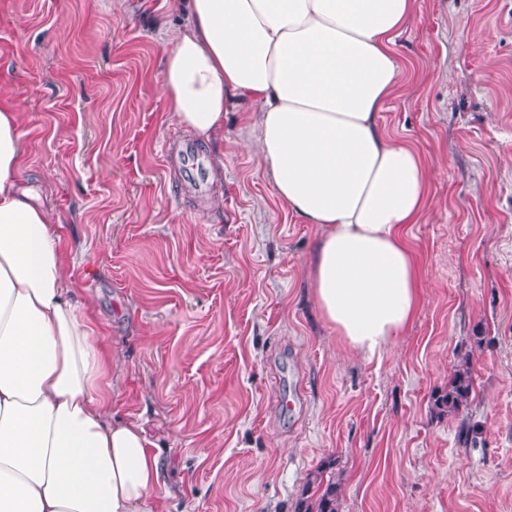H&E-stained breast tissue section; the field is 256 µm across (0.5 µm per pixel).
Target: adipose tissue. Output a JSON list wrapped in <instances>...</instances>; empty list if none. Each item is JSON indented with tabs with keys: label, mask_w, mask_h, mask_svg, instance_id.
<instances>
[{
	"label": "adipose tissue",
	"mask_w": 512,
	"mask_h": 512,
	"mask_svg": "<svg viewBox=\"0 0 512 512\" xmlns=\"http://www.w3.org/2000/svg\"><path fill=\"white\" fill-rule=\"evenodd\" d=\"M160 96L224 167V116L246 112L279 200L320 236L308 276L349 349L381 357L412 322L408 241L429 170L379 117L416 0H181ZM0 88V512H168L161 461L112 402V353L84 315L57 218L20 175V112Z\"/></svg>",
	"instance_id": "obj_1"
}]
</instances>
